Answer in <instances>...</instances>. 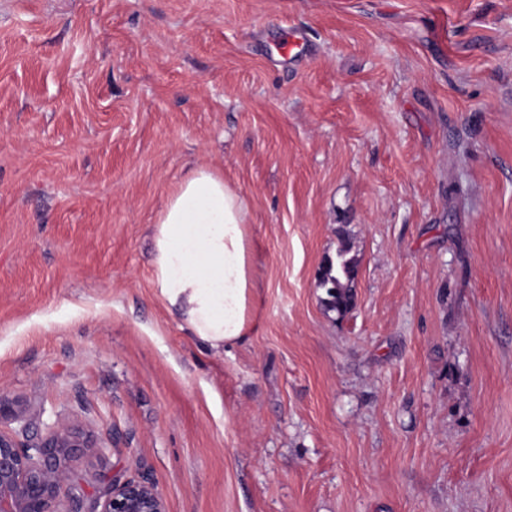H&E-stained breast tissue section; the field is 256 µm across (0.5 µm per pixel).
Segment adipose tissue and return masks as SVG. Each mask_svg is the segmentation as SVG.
Returning <instances> with one entry per match:
<instances>
[{"label":"adipose tissue","instance_id":"ef3b65f1","mask_svg":"<svg viewBox=\"0 0 512 512\" xmlns=\"http://www.w3.org/2000/svg\"><path fill=\"white\" fill-rule=\"evenodd\" d=\"M249 202L222 173L192 169L154 227L152 282L158 296L207 351L243 341L252 322Z\"/></svg>","mask_w":512,"mask_h":512}]
</instances>
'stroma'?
<instances>
[{"label":"stroma","instance_id":"obj_1","mask_svg":"<svg viewBox=\"0 0 512 512\" xmlns=\"http://www.w3.org/2000/svg\"><path fill=\"white\" fill-rule=\"evenodd\" d=\"M199 165L250 203L218 356L152 283ZM0 403L106 442L87 501L512 512V0H0ZM349 248L339 250L336 262L327 260L319 273V286L325 290V308L346 316L355 306V293L351 286L356 273V261L347 257ZM88 512H167L163 496L145 481L112 482Z\"/></svg>","mask_w":512,"mask_h":512}]
</instances>
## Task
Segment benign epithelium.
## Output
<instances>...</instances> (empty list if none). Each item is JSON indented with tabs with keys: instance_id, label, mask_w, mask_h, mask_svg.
Returning a JSON list of instances; mask_svg holds the SVG:
<instances>
[{
	"instance_id": "benign-epithelium-1",
	"label": "benign epithelium",
	"mask_w": 512,
	"mask_h": 512,
	"mask_svg": "<svg viewBox=\"0 0 512 512\" xmlns=\"http://www.w3.org/2000/svg\"><path fill=\"white\" fill-rule=\"evenodd\" d=\"M75 421L54 424L44 435L21 442L15 431L0 429V512H79L66 503L80 501L70 463L88 448ZM89 512H167L163 496L145 481L112 483Z\"/></svg>"
}]
</instances>
